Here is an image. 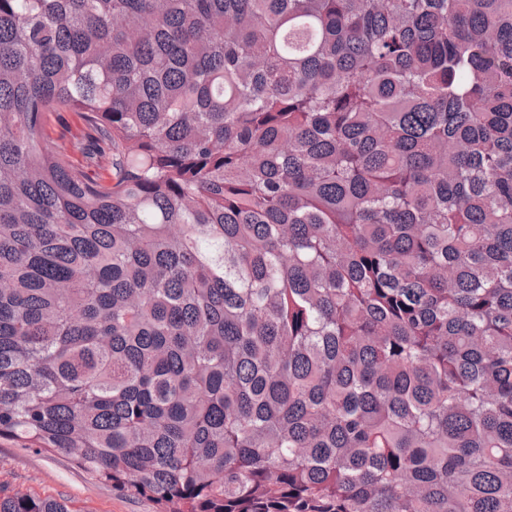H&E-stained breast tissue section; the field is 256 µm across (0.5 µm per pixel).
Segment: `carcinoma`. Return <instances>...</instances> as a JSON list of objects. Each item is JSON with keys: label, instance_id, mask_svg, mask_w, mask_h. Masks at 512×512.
<instances>
[{"label": "carcinoma", "instance_id": "1", "mask_svg": "<svg viewBox=\"0 0 512 512\" xmlns=\"http://www.w3.org/2000/svg\"><path fill=\"white\" fill-rule=\"evenodd\" d=\"M0 439L156 512H512V0H0ZM46 133L51 140L71 149L75 161L85 162V158L76 147L87 140L88 131L75 115L69 113L51 118L46 125Z\"/></svg>", "mask_w": 512, "mask_h": 512}]
</instances>
